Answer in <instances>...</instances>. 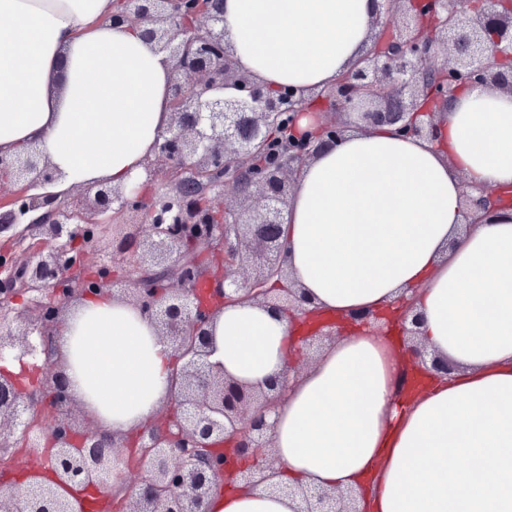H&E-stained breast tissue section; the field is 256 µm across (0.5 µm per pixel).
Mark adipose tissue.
Returning <instances> with one entry per match:
<instances>
[{"mask_svg":"<svg viewBox=\"0 0 512 512\" xmlns=\"http://www.w3.org/2000/svg\"><path fill=\"white\" fill-rule=\"evenodd\" d=\"M113 0H0V151L39 143L51 192L126 186L169 121L171 63L112 23ZM374 0H224L240 68L270 86L334 82L370 45ZM437 143L390 129L322 148L284 213L292 280L325 314L412 299L422 343L457 366L401 395L388 337L348 329L300 364L296 319L251 302L214 318L208 357L262 384L299 364L269 415L277 481L363 494L371 512H512V214L458 233L464 183L512 184V96L476 87ZM58 343L74 398L127 432L168 399L169 348L109 293L79 302ZM299 500L225 488L209 512H300Z\"/></svg>","mask_w":512,"mask_h":512,"instance_id":"ef3b65f1","label":"adipose tissue"}]
</instances>
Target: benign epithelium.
<instances>
[{
    "label": "benign epithelium",
    "instance_id": "benign-epithelium-1",
    "mask_svg": "<svg viewBox=\"0 0 512 512\" xmlns=\"http://www.w3.org/2000/svg\"><path fill=\"white\" fill-rule=\"evenodd\" d=\"M382 32L347 72L305 96L275 90L241 70L224 38V0H114L112 24L134 27L172 62L170 120L143 181H104L79 206L44 188L58 179L37 143L0 153V183L37 189L16 195L0 215V233L27 240L0 252V310L19 293L34 295V317L0 333V360L40 361L22 387L0 373V469L19 457L35 463L27 487L0 482V512H205L217 487L300 496L303 512H365L357 496L319 486L271 482L268 412L283 381L254 386L216 370L206 357L217 309L252 301L303 321L314 313L285 264L283 215L305 163L349 129L394 127L436 140L437 119L461 91L493 87L512 94V0H381ZM314 128L299 129L304 115ZM238 200L236 208L224 199ZM465 227L512 208V189L464 184ZM137 217L132 231L103 229ZM40 225L48 238L29 228ZM120 292L151 319L174 352L171 395L147 425L131 433L76 424L65 358L57 338L68 309L89 295ZM418 314L406 304L396 321L376 311L320 321L300 338L310 361L347 327L397 328L412 364L434 377L453 366L417 338ZM70 488L71 494L59 489Z\"/></svg>",
    "mask_w": 512,
    "mask_h": 512
}]
</instances>
